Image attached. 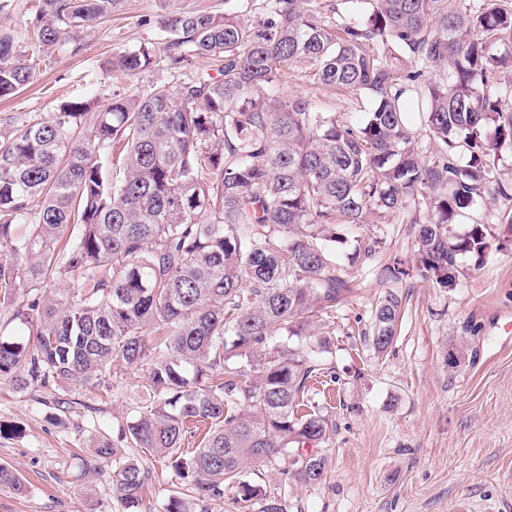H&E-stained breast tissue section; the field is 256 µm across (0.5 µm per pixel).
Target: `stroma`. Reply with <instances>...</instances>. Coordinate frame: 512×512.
<instances>
[{"label": "stroma", "mask_w": 512, "mask_h": 512, "mask_svg": "<svg viewBox=\"0 0 512 512\" xmlns=\"http://www.w3.org/2000/svg\"><path fill=\"white\" fill-rule=\"evenodd\" d=\"M223 8L224 0H125L112 17L90 23L78 48H49L34 81L0 98V120L20 112L39 119L76 100L98 110L117 91L178 86L183 73L162 64L114 79L112 55L148 43L162 47L161 23L171 12ZM284 92L349 117L369 107L367 98L294 74ZM475 224L491 232L487 255L461 257L447 286L414 272V229L398 219L367 213L337 245L336 262L354 292L333 325L338 381L315 387L316 402L333 421L321 445L327 479L288 489L302 512H512V335L502 329L512 313V202L480 200L453 231L463 235ZM376 237L382 243L372 259L351 263L358 243ZM396 259L411 267L408 278L390 277ZM390 292L401 298L403 316L391 352L380 357L367 334L378 301ZM454 349L459 360L452 366ZM141 383L140 373L124 375L108 397L72 382L21 390L0 380V466L23 482L18 489L0 484V512H121L110 470L91 467L102 438L118 457L149 467L144 499L151 512H162L173 474L119 435Z\"/></svg>", "instance_id": "1"}]
</instances>
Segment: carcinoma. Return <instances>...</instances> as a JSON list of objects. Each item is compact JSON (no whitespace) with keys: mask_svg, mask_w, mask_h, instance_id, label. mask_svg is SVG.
Returning a JSON list of instances; mask_svg holds the SVG:
<instances>
[{"mask_svg":"<svg viewBox=\"0 0 512 512\" xmlns=\"http://www.w3.org/2000/svg\"><path fill=\"white\" fill-rule=\"evenodd\" d=\"M121 2L38 0L32 43L75 46ZM260 10L251 24L232 9L164 18L169 67L207 58L215 77L0 128V304L31 336L0 337V379L108 396L120 373L142 370L121 436L175 476L164 512H213L227 487L256 512H288L266 467L286 487L326 480L328 457L313 447L333 422L310 381L337 380L325 319L352 293L336 266L340 230L369 211L429 207L428 222L410 220L416 267L446 284L459 257L489 248L486 225L456 237L454 221L478 199L512 201L490 164L512 144V92L491 91L512 69L509 0H262ZM156 57L152 45L123 51L112 74L131 79ZM37 66L0 26V98ZM298 67L367 97L363 120L279 93ZM417 123L435 141L430 158L415 148ZM52 281L68 287L49 293ZM22 283L37 291L30 302H16ZM401 307L392 293L376 306V353L391 349ZM200 423L198 446L183 448ZM111 461L123 512H150V471L98 441L93 465Z\"/></svg>","mask_w":512,"mask_h":512,"instance_id":"obj_1","label":"carcinoma"}]
</instances>
